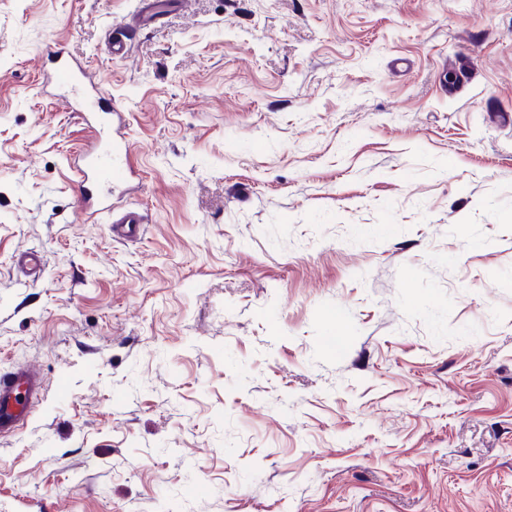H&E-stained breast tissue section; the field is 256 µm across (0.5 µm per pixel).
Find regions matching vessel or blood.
Masks as SVG:
<instances>
[{"label": "vessel or blood", "instance_id": "b4317fda", "mask_svg": "<svg viewBox=\"0 0 512 512\" xmlns=\"http://www.w3.org/2000/svg\"><path fill=\"white\" fill-rule=\"evenodd\" d=\"M134 32L129 27L109 30L106 49L112 57H126ZM46 86L71 111L77 112L90 132L77 156V189L81 212L87 217H112L114 235L133 238L142 230L139 213L112 215V196L131 181L134 168L130 146L114 137L113 120L122 107L113 105L87 71L85 62L63 48L48 49L45 58ZM46 387L40 372L32 367L0 372V439L14 435L27 425L36 402Z\"/></svg>", "mask_w": 512, "mask_h": 512}]
</instances>
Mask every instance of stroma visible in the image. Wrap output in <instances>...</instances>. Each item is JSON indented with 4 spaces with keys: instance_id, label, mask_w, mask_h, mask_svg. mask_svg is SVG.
Instances as JSON below:
<instances>
[{
    "instance_id": "stroma-1",
    "label": "stroma",
    "mask_w": 512,
    "mask_h": 512,
    "mask_svg": "<svg viewBox=\"0 0 512 512\" xmlns=\"http://www.w3.org/2000/svg\"><path fill=\"white\" fill-rule=\"evenodd\" d=\"M138 7L0 0V370L47 384L0 512H512V0H191L112 58ZM56 44L136 241L79 212ZM133 35V30L126 26L109 30L106 49L112 55V58H124L127 56ZM46 85L72 112H79L91 133L77 156V189L81 213L88 218L107 216L112 233L133 238L140 234L143 217L126 212L112 221V195L123 188L134 175L130 146L122 132V107L112 105L87 71V65L63 48L47 50L45 58ZM114 116L118 119L113 137Z\"/></svg>"
}]
</instances>
